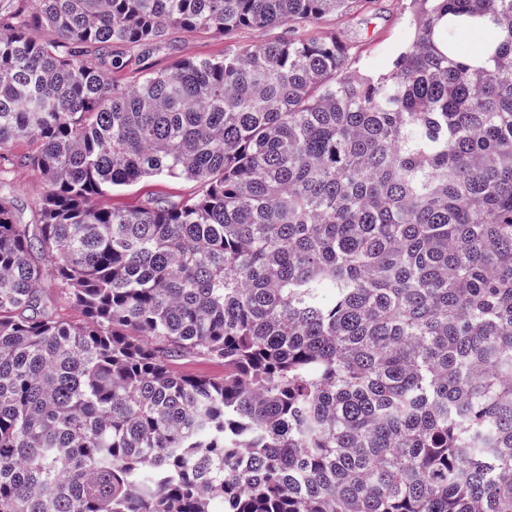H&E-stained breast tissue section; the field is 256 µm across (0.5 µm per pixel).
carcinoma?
<instances>
[{
  "instance_id": "cac0c4a2",
  "label": "carcinoma",
  "mask_w": 512,
  "mask_h": 512,
  "mask_svg": "<svg viewBox=\"0 0 512 512\" xmlns=\"http://www.w3.org/2000/svg\"><path fill=\"white\" fill-rule=\"evenodd\" d=\"M28 1L0 151L35 140L11 165L46 194L21 223L0 168V512H512V0H410L378 75L295 33L374 0ZM174 26L290 35L131 87L83 58ZM146 177L200 191L95 204ZM47 269L48 276L42 285L44 300L57 317L72 322L82 321L84 318L82 311L73 305L61 288H57V282L54 279L51 267L49 266ZM171 365L175 371L185 375L211 377L224 375V364L203 356L173 358Z\"/></svg>"
}]
</instances>
